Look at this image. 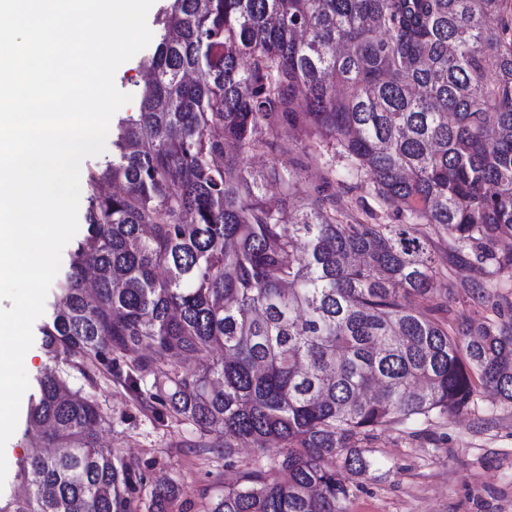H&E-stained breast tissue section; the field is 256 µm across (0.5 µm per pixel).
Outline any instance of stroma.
<instances>
[{
	"label": "stroma",
	"mask_w": 512,
	"mask_h": 512,
	"mask_svg": "<svg viewBox=\"0 0 512 512\" xmlns=\"http://www.w3.org/2000/svg\"><path fill=\"white\" fill-rule=\"evenodd\" d=\"M429 235L447 275L434 282L432 294L415 298V305H442L448 320L496 318L490 304L461 292L448 295V284L467 283L478 272L468 254L449 250L444 233L433 228ZM93 394L108 420L101 440L139 465L147 481L165 476L183 484L187 512H196L201 495L221 493L254 457L249 447L237 448L229 462L198 453L191 426L141 408L114 385L99 384ZM361 447L371 466L354 477L346 512H512V404L485 390H477L460 414L383 428ZM31 448L25 424H18L5 447L1 500L20 491L19 464Z\"/></svg>",
	"instance_id": "stroma-1"
}]
</instances>
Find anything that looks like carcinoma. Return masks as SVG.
<instances>
[{
	"label": "carcinoma",
	"instance_id": "obj_1",
	"mask_svg": "<svg viewBox=\"0 0 512 512\" xmlns=\"http://www.w3.org/2000/svg\"><path fill=\"white\" fill-rule=\"evenodd\" d=\"M157 24L137 116L85 173L87 234L40 328L54 368L27 412L26 490L0 512H133L146 488L73 372L210 453L255 448L203 512H345L362 438L458 414L478 385L512 404L511 315L410 306L442 273L429 226L482 274L512 268V0H170ZM301 133L325 188L290 212L265 185L299 190L278 162ZM363 187L402 223L349 197ZM185 495L165 481L142 504L184 512Z\"/></svg>",
	"mask_w": 512,
	"mask_h": 512
}]
</instances>
